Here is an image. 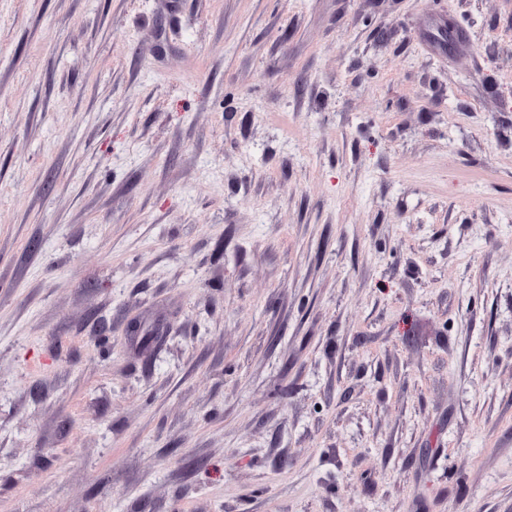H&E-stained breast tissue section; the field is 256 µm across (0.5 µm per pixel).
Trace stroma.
Wrapping results in <instances>:
<instances>
[{
	"label": "stroma",
	"mask_w": 512,
	"mask_h": 512,
	"mask_svg": "<svg viewBox=\"0 0 512 512\" xmlns=\"http://www.w3.org/2000/svg\"><path fill=\"white\" fill-rule=\"evenodd\" d=\"M0 512H512V0H0Z\"/></svg>",
	"instance_id": "obj_1"
}]
</instances>
